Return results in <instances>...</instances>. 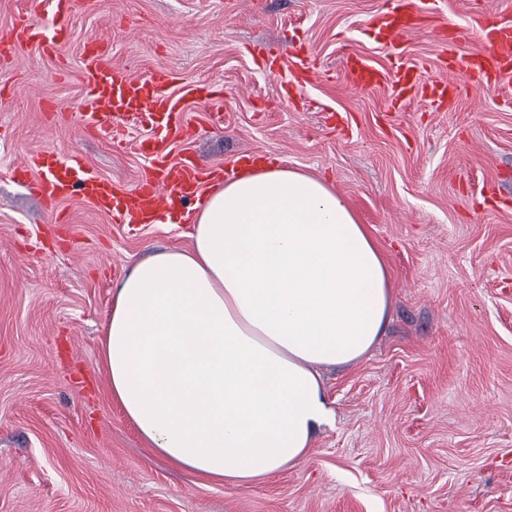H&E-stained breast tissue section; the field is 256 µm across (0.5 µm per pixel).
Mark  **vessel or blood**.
<instances>
[{"mask_svg":"<svg viewBox=\"0 0 512 512\" xmlns=\"http://www.w3.org/2000/svg\"><path fill=\"white\" fill-rule=\"evenodd\" d=\"M427 18L424 0H407L404 12L377 20V39L385 46H397L410 34L429 32ZM472 33L483 40V51L458 52V45ZM65 36L63 27H55L49 33L40 21L28 18L21 19L11 34L16 42L32 40L46 50L54 49ZM448 45L455 48L456 55L447 79L440 84L442 93H456L463 84L488 88L512 74V25L502 23L498 12L484 9L473 17L471 26L452 27ZM106 57V48L101 43L88 44L82 55L84 127L94 134L108 136L119 145L126 135V119H137L150 126V136L140 143L149 164L136 187L129 191L118 189L78 157L61 160L39 151L26 155L14 166L15 176L27 179L31 192L48 205H56L77 193L118 224H151L164 212L193 209L213 177L189 159H172L170 145L174 140L192 136L193 129L184 114L188 104L206 102L211 94L209 84L197 83L179 92L173 86L170 71L158 70L145 77H135L123 68L110 65ZM418 73V66L408 62L395 63L388 72L358 55L347 56L344 62V77L350 86L371 88L391 81L392 100L396 103L407 102L417 86ZM312 75L309 58L295 56L287 84L293 88L303 86Z\"/></svg>","mask_w":512,"mask_h":512,"instance_id":"obj_1","label":"vessel or blood"}]
</instances>
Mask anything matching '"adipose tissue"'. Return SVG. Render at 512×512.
Instances as JSON below:
<instances>
[{"label":"adipose tissue","mask_w":512,"mask_h":512,"mask_svg":"<svg viewBox=\"0 0 512 512\" xmlns=\"http://www.w3.org/2000/svg\"><path fill=\"white\" fill-rule=\"evenodd\" d=\"M190 238L117 281L103 364L151 448L247 487L308 455L331 415L320 369L382 336L389 274L343 195L275 162L206 192Z\"/></svg>","instance_id":"ef3b65f1"}]
</instances>
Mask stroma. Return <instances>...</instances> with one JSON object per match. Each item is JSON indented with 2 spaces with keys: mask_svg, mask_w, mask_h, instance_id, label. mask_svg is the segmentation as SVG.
Masks as SVG:
<instances>
[{
  "mask_svg": "<svg viewBox=\"0 0 512 512\" xmlns=\"http://www.w3.org/2000/svg\"><path fill=\"white\" fill-rule=\"evenodd\" d=\"M398 0H78L70 37L0 55V512H512V78L452 108L343 78L347 55L446 78L445 42L388 48L371 22ZM512 0H439L461 26ZM136 77L217 90L173 144L202 167L246 153L323 178L379 248L390 320L360 361L323 371L332 418L296 468L249 487L164 458L113 401L103 368L115 281L191 224L113 223L79 195L48 208L15 178L25 154L79 156L119 189L147 165L83 129L86 41ZM318 75L285 91L292 50Z\"/></svg>",
  "mask_w": 512,
  "mask_h": 512,
  "instance_id": "stroma-1",
  "label": "stroma"
}]
</instances>
